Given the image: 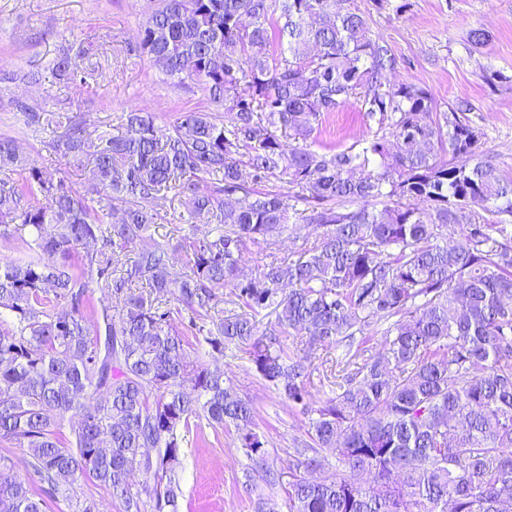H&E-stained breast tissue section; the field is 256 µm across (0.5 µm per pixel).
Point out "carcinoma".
I'll list each match as a JSON object with an SVG mask.
<instances>
[{
    "instance_id": "1",
    "label": "carcinoma",
    "mask_w": 512,
    "mask_h": 512,
    "mask_svg": "<svg viewBox=\"0 0 512 512\" xmlns=\"http://www.w3.org/2000/svg\"><path fill=\"white\" fill-rule=\"evenodd\" d=\"M129 51L195 80L215 109L178 111L161 138L140 109L112 134L17 102L27 126L61 130L56 153L91 165L82 195L0 138V238L22 242L0 261V443L23 449L41 483L0 457V512H45L59 495L99 512L80 479L121 512H179L183 448L204 421L235 427L268 467L251 403L189 360L186 330L212 356L247 347L257 373L317 415L290 455L288 512H507L512 179L478 152L470 103L441 114L426 89L391 83L397 57L350 0H153ZM85 54L60 48L53 77L76 80ZM352 99L378 121L374 138L316 146ZM436 146L454 161L437 163ZM172 190L189 218L224 225L187 238L179 269L154 238ZM288 224L313 226L314 240L243 279L245 242ZM226 286L244 312L219 315ZM371 325L382 351L347 360L312 407L307 358L280 336L314 350ZM325 448L341 468L325 467Z\"/></svg>"
}]
</instances>
